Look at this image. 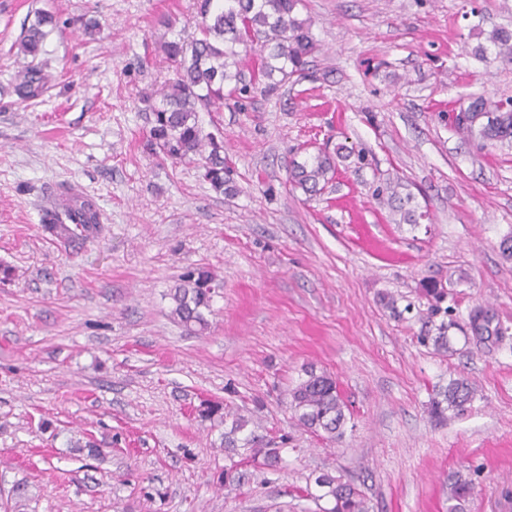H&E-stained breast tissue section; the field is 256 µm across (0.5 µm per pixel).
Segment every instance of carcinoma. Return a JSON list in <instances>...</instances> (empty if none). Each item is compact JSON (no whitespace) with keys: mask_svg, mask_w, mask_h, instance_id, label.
Listing matches in <instances>:
<instances>
[{"mask_svg":"<svg viewBox=\"0 0 512 512\" xmlns=\"http://www.w3.org/2000/svg\"><path fill=\"white\" fill-rule=\"evenodd\" d=\"M299 0H196L200 18L199 36L189 42L165 41L162 44L167 58L175 63V74L159 92L147 96L150 128L146 139L149 153L172 161H183L207 153L204 178L218 194L234 190L224 167V140L212 133H204L199 124V112H218L224 107V87L234 84L233 90L248 92L242 83L237 47L253 44L259 47L260 58L255 84L261 91L272 93L293 78L305 75L309 58L315 50L310 23L297 17ZM55 24L52 14L40 11L23 35L19 49L35 57L46 37L45 27ZM488 41L493 51L480 49V55L492 53L494 59L512 63V31L495 30ZM46 77L42 69L28 67L16 77L15 92L23 99L42 95ZM456 130L476 134L481 141H512V100L490 102L483 96L474 98L467 109L452 115ZM354 150L337 148L336 155L326 150L307 154L294 160L288 168V182L309 198L325 190L336 174V158L346 160ZM72 220L65 224L59 212ZM44 228L51 235L73 241L87 239L102 230V221L96 205L83 199L74 206L64 204L45 213ZM171 315L186 329L202 332L207 329L205 311L210 309L212 278L204 271H189L170 289ZM472 331L479 337H500L506 333L493 324L494 315L477 306L468 313ZM457 327L454 319L443 320L436 326V335L423 336L443 352L453 351L448 331ZM477 396V388L465 377L453 379L437 389L429 403L430 417L439 423L467 414ZM288 405L297 421L311 432L332 441L344 436L347 408L336 381L326 372L313 368L305 370V377L288 390ZM231 418L224 429L222 445L230 465L224 471V480L235 479L238 465L247 462L276 470L282 463L281 449L271 442H263L256 431L249 428L251 419L240 414L222 411L217 404L205 403L199 417L212 419L219 415ZM473 491L471 480L457 476L453 483L448 512H464L465 503ZM301 493L319 504V512H372L370 501L352 478L336 476L329 471L320 473L314 483Z\"/></svg>","mask_w":512,"mask_h":512,"instance_id":"carcinoma-1","label":"carcinoma"}]
</instances>
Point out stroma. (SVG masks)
<instances>
[{
  "label": "stroma",
  "instance_id": "stroma-1",
  "mask_svg": "<svg viewBox=\"0 0 512 512\" xmlns=\"http://www.w3.org/2000/svg\"><path fill=\"white\" fill-rule=\"evenodd\" d=\"M56 24L37 58L17 44L38 11ZM316 49L307 79L232 94L200 113L223 137L235 188L219 195L201 157L148 154L144 96L173 76L161 44L198 33L194 0H0V504L9 512H314L299 490L320 471L362 483L374 512H512V145L478 147L450 113L512 97V64L478 49L512 31V0H302ZM98 27L86 32L88 20ZM40 67L42 96L18 73ZM346 145L306 199L288 183L298 148ZM420 212L407 223L379 178ZM94 201L99 237L72 248L46 207ZM213 276L204 334L173 321L189 269ZM460 323L445 354L419 342L426 287ZM394 299L395 309L385 306ZM503 341L466 328L475 306ZM338 381L352 413L342 441L295 421L286 394L307 365ZM466 377V415L435 422L437 385ZM208 399L250 411L283 438L277 472L224 481V426ZM92 436L99 457L81 450ZM28 487L14 499L16 485ZM15 92L22 99H35L42 95L46 77L42 69L28 67L21 71L16 77ZM473 489L472 480L466 478L463 479L461 475H458L454 480L453 490L450 497V501H454L456 503L448 506V512H464V503H466Z\"/></svg>",
  "mask_w": 512,
  "mask_h": 512
}]
</instances>
